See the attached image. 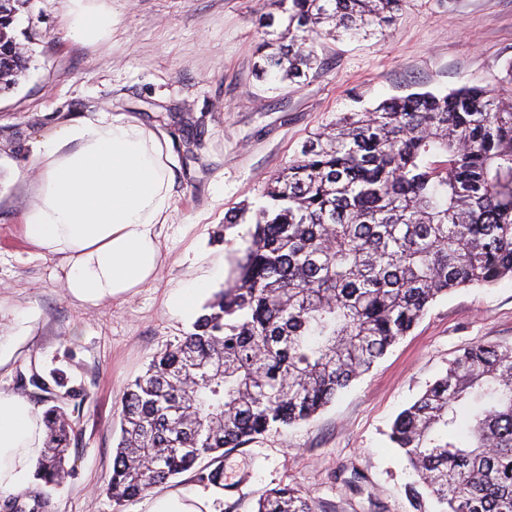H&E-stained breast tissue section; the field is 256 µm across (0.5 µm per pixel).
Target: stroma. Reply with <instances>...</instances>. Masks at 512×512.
Masks as SVG:
<instances>
[{
	"label": "stroma",
	"mask_w": 512,
	"mask_h": 512,
	"mask_svg": "<svg viewBox=\"0 0 512 512\" xmlns=\"http://www.w3.org/2000/svg\"><path fill=\"white\" fill-rule=\"evenodd\" d=\"M112 13L97 41L66 35L71 0H27L15 33L31 57L0 92V389L23 397L20 373L64 377L44 396L70 418L71 475L51 512L116 508L105 488L120 437V399L150 361L190 331L196 313L169 298L201 285L205 305L232 277L248 227L224 218L259 205L265 182L336 116L414 92L464 85L512 92V0H404L395 22L367 39H320L322 67L299 84L259 80L254 49L270 0H93ZM129 115L173 139L169 220L160 225V277L120 300L82 305L65 294L54 256L24 239L38 146L60 117ZM512 346V278L439 299L372 370L309 422L225 449L215 512H254L288 486L315 512H415V476L388 433L396 416L463 349Z\"/></svg>",
	"instance_id": "obj_1"
}]
</instances>
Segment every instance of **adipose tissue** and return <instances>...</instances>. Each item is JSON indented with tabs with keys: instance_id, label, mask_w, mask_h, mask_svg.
<instances>
[{
	"instance_id": "1",
	"label": "adipose tissue",
	"mask_w": 512,
	"mask_h": 512,
	"mask_svg": "<svg viewBox=\"0 0 512 512\" xmlns=\"http://www.w3.org/2000/svg\"><path fill=\"white\" fill-rule=\"evenodd\" d=\"M25 238L63 262L68 296L95 305L156 280L164 260L159 225L174 198L169 135L137 118L100 115L64 124L38 150ZM45 433L39 410L0 390V499L24 489Z\"/></svg>"
}]
</instances>
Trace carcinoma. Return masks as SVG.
I'll return each mask as SVG.
<instances>
[{"label":"carcinoma","instance_id":"1","mask_svg":"<svg viewBox=\"0 0 512 512\" xmlns=\"http://www.w3.org/2000/svg\"><path fill=\"white\" fill-rule=\"evenodd\" d=\"M403 0H275L259 78L320 67L322 37L373 35ZM28 59L0 55V91ZM233 283L120 401L106 492L119 507L274 426L309 420L372 369L440 297L512 278V98L463 86L347 112L265 182ZM41 490L0 512H50L76 432L45 412ZM419 477L415 512H512V347L475 345L391 427ZM257 512H314L288 486Z\"/></svg>","mask_w":512,"mask_h":512}]
</instances>
